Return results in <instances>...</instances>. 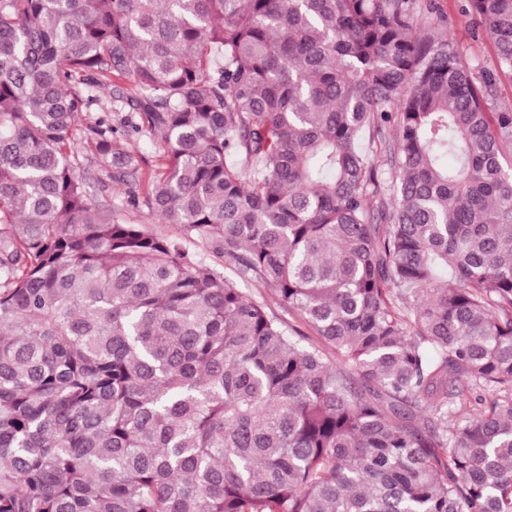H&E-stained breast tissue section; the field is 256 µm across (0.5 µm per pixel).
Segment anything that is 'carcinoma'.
Masks as SVG:
<instances>
[{
    "instance_id": "obj_1",
    "label": "carcinoma",
    "mask_w": 512,
    "mask_h": 512,
    "mask_svg": "<svg viewBox=\"0 0 512 512\" xmlns=\"http://www.w3.org/2000/svg\"><path fill=\"white\" fill-rule=\"evenodd\" d=\"M466 12L492 69L417 0H0V512H512V0ZM116 81L157 168L84 138L174 235L77 175Z\"/></svg>"
}]
</instances>
